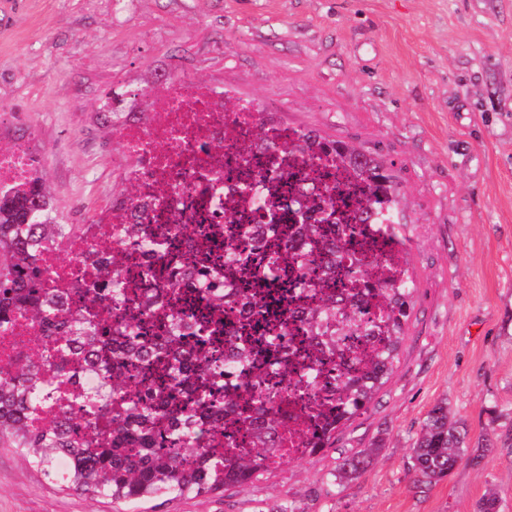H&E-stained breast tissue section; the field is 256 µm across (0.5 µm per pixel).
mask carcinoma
<instances>
[{
    "label": "carcinoma",
    "instance_id": "carcinoma-1",
    "mask_svg": "<svg viewBox=\"0 0 512 512\" xmlns=\"http://www.w3.org/2000/svg\"><path fill=\"white\" fill-rule=\"evenodd\" d=\"M333 151L336 160L350 168L363 188L365 205L360 223L345 224L336 219V238L322 240L321 225L309 224V240L320 246L327 260H310L301 266V292L313 296L315 304L302 313L308 335L326 340L331 351L348 353L350 373L336 375L330 403L318 405L322 414L334 411L332 418L309 440L311 452L329 447L341 426L363 413L374 395L390 378L398 359L404 327L412 309L416 284L409 271L408 239L399 219L398 187L392 174L370 154L349 148L340 140H326L312 131L284 146L289 153L305 155L313 147ZM386 220V231L403 250L398 275H386L371 285V295L380 310L372 315L364 300L349 293L324 291L343 264L350 287L363 275L361 260L343 257L339 242L354 238L364 226ZM74 232L63 222L47 191L41 168L32 169L23 188L0 192V328L16 313L45 328L40 345L21 352L14 369L0 372V447L16 448L33 467L59 481L65 490L77 495L108 498L114 502L138 504L172 496L218 494L232 485L242 486L269 471L268 456L279 451L282 432L288 426V410L273 388L258 384L235 396L240 409L236 425L253 448L241 455L230 451L236 436L224 435V453L216 454L214 441L205 439L201 423L190 415L176 429H162V421L177 414V404L163 409L154 400L146 382H136L123 371V360H136L147 366L164 361L166 398L175 400L185 387L180 366L183 351L174 336L141 340L127 330L134 318L121 312L123 288L117 279L121 259L112 257V270L103 271L92 281L76 285L81 292L104 294L106 305L95 314H76L63 298L45 286V274L38 264L42 246ZM268 346L287 349L286 331L272 323ZM98 370L107 369L102 387L75 403L58 406L56 420L37 430L32 415L55 399V386L46 379L52 371L73 380L81 367L73 360ZM321 371L311 367L296 392L305 397L315 394ZM377 449L345 456L336 466V481L358 478L368 467ZM467 454V431L448 408V400L437 401L427 412L411 448L414 484L438 482L460 465ZM69 455L73 466L66 477L58 476L54 464Z\"/></svg>",
    "mask_w": 512,
    "mask_h": 512
}]
</instances>
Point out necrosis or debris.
Instances as JSON below:
<instances>
[{"instance_id":"necrosis-or-debris-1","label":"necrosis or debris","mask_w":512,"mask_h":512,"mask_svg":"<svg viewBox=\"0 0 512 512\" xmlns=\"http://www.w3.org/2000/svg\"><path fill=\"white\" fill-rule=\"evenodd\" d=\"M297 137L291 126L261 121L249 101L224 111L204 83L181 79L155 87L145 118L119 130L123 153L135 160L126 171L135 195L110 205L83 233L41 251L48 287L69 308H85L76 282L91 278L111 251H122L127 260L119 278L129 307L175 305L179 331L187 336L202 329L201 314L210 308L223 320V335H235L253 319L249 302L273 285L264 274L270 245L293 242L295 260L308 258L297 200L307 194L326 208L337 190L347 216L358 215L362 206L349 170L335 155L322 157L310 171L301 155L283 151ZM128 224L142 225L158 249L130 245L123 233ZM245 230L251 271L244 276L239 260L225 254L224 240ZM358 250L369 278L380 277L387 266L400 269V245L379 232Z\"/></svg>"}]
</instances>
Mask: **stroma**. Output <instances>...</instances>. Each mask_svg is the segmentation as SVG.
<instances>
[{
  "label": "stroma",
  "instance_id": "obj_1",
  "mask_svg": "<svg viewBox=\"0 0 512 512\" xmlns=\"http://www.w3.org/2000/svg\"><path fill=\"white\" fill-rule=\"evenodd\" d=\"M180 78L392 170L416 282L399 361L332 447L248 485L133 506L0 448V512H477L490 487L512 512V0H0V149L29 146L65 223L134 192L102 99L136 118V90ZM441 398L469 461L419 487L410 446ZM379 448H370L354 455L345 456L336 466L335 477L339 483L358 478L368 467L372 456Z\"/></svg>",
  "mask_w": 512,
  "mask_h": 512
}]
</instances>
